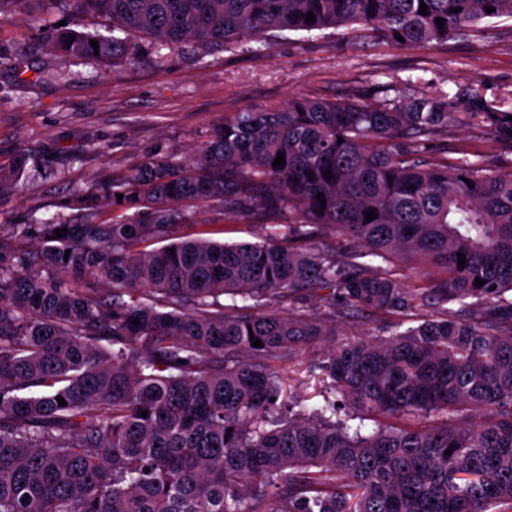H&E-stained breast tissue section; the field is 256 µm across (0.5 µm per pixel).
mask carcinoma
<instances>
[{
  "label": "carcinoma",
  "instance_id": "carcinoma-1",
  "mask_svg": "<svg viewBox=\"0 0 512 512\" xmlns=\"http://www.w3.org/2000/svg\"><path fill=\"white\" fill-rule=\"evenodd\" d=\"M39 2L111 21L108 35L48 29L49 48L76 60H133L141 33L158 55L355 24L410 47L512 19V0ZM470 106L483 135L512 142L509 113L473 94ZM448 117L444 96L245 109L224 115L186 162L154 160L112 184V204L131 216L8 225L0 512H512V173L466 151L453 163L428 155ZM227 198L237 214L292 209L301 220L261 244L142 248L182 222L178 205ZM306 226L389 266L293 247ZM394 259L444 276L408 288ZM311 297L312 312L272 308ZM419 307L430 311L421 324L347 340L309 367L321 407L284 394L285 367L336 335V313Z\"/></svg>",
  "mask_w": 512,
  "mask_h": 512
}]
</instances>
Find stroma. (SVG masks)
Segmentation results:
<instances>
[{
    "mask_svg": "<svg viewBox=\"0 0 512 512\" xmlns=\"http://www.w3.org/2000/svg\"><path fill=\"white\" fill-rule=\"evenodd\" d=\"M49 25L28 0L7 7L0 20V55L20 72L0 68V168L28 159L13 189L0 196V225L34 219L76 222L75 204L95 203L99 223L116 211L103 192L146 163L188 158L207 141L225 114L287 104L291 98L384 100L410 103L440 93L454 95L456 115L478 92L512 111V19L481 23L476 32L443 45L399 48L369 31L347 27L282 32L271 47L249 42L233 51L199 52L185 43L161 64L153 42L139 35L137 61L74 60L48 50ZM469 148L487 169L512 172V143L482 138L475 124L449 119L430 153ZM178 236L208 232L211 239L259 242L269 224L298 221L295 211L251 212L225 218L216 204H189ZM358 312L337 319L334 339L307 345L302 361H317L330 342L375 333Z\"/></svg>",
    "mask_w": 512,
    "mask_h": 512,
    "instance_id": "obj_1",
    "label": "stroma"
}]
</instances>
